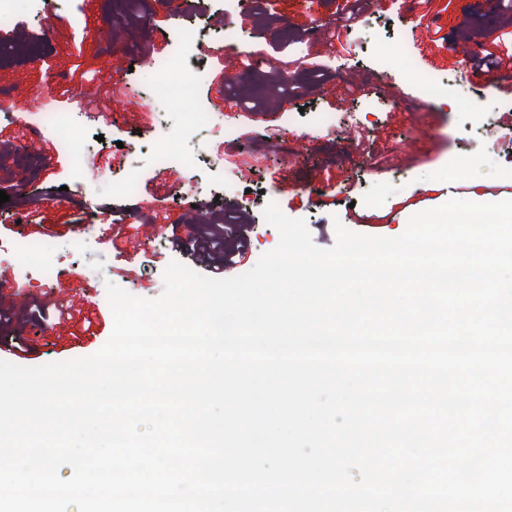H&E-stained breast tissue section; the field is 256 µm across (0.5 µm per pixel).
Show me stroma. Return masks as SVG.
Returning a JSON list of instances; mask_svg holds the SVG:
<instances>
[{
	"mask_svg": "<svg viewBox=\"0 0 512 512\" xmlns=\"http://www.w3.org/2000/svg\"><path fill=\"white\" fill-rule=\"evenodd\" d=\"M56 8L58 20L48 22L31 0H15V22L0 30V190L9 197L0 204V244L21 241L20 220L34 224L29 239L41 247L22 258L27 277L8 279L0 291V337L20 323L28 344L18 356L0 350V360L37 367L91 355L113 328L107 283L152 299L161 295L171 261L196 267L203 221L179 199L195 184L206 194L208 219L230 223V278L277 245L279 235L264 219L271 203L305 220L314 244L328 249L338 222L372 236L405 230L413 214L447 202L444 189L458 173L459 198L512 200V163L491 151L508 128L484 123L492 109L512 113V95L496 88L493 73L466 97L447 82L456 70L453 46L474 28L499 38L497 54L512 49V12L487 0H426L413 10L400 0H373L369 29L337 40L331 34L348 15L349 0H248L239 12L225 11L224 0H187L173 17L164 0H58ZM157 25L170 32L204 27L213 37L244 28L240 50L206 53L207 81L164 115L137 91L163 58L157 52L152 63L141 60ZM402 42L411 59L397 56ZM259 58L270 62L266 78L286 74L302 91L280 98L269 83L266 111L253 113L239 99L251 93L249 63ZM115 65L135 90L127 120L117 124L87 116L82 98L90 88L107 94ZM224 82L236 91L223 108L237 130L236 148L263 160L249 185L234 191L209 165L207 138L184 126L199 102L220 106L215 90ZM39 91L60 111L75 113L71 144L42 136L47 153L21 166L16 156L29 141L16 124L19 100ZM320 112L340 120L336 134L318 125ZM171 141L180 151L162 177L155 161ZM277 143L302 149L303 160L282 163ZM126 178L133 189L117 191ZM151 224L158 231L150 238ZM50 265L62 279L37 284L34 273ZM57 303L66 311L62 321L33 331L31 308Z\"/></svg>",
	"mask_w": 512,
	"mask_h": 512,
	"instance_id": "obj_1",
	"label": "stroma"
}]
</instances>
